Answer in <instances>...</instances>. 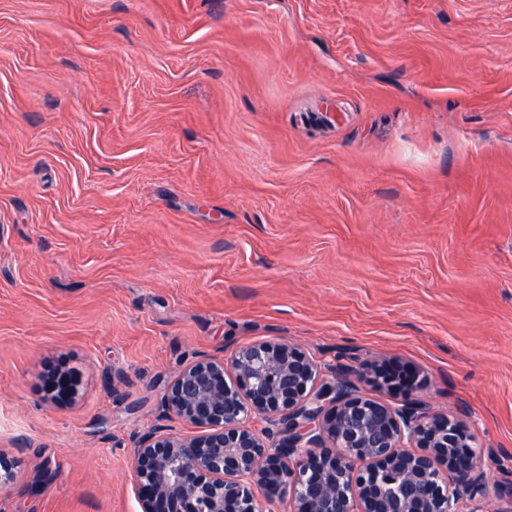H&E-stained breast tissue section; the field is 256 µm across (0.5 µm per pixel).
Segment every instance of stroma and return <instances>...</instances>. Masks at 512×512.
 Here are the masks:
<instances>
[{"instance_id": "1", "label": "stroma", "mask_w": 512, "mask_h": 512, "mask_svg": "<svg viewBox=\"0 0 512 512\" xmlns=\"http://www.w3.org/2000/svg\"><path fill=\"white\" fill-rule=\"evenodd\" d=\"M276 338L512 512V0H0V512H141L171 378ZM393 366L400 365L386 363L378 364L375 362L366 363L358 371V376L364 378L378 389H393L392 386L399 383L401 379L399 372L389 369Z\"/></svg>"}]
</instances>
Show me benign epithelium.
I'll list each match as a JSON object with an SVG mask.
<instances>
[{
	"instance_id": "1",
	"label": "benign epithelium",
	"mask_w": 512,
	"mask_h": 512,
	"mask_svg": "<svg viewBox=\"0 0 512 512\" xmlns=\"http://www.w3.org/2000/svg\"><path fill=\"white\" fill-rule=\"evenodd\" d=\"M358 376L399 383L386 363ZM317 363L284 340L237 350L230 365L203 356L182 368L164 415L201 429L193 437L143 436L131 462L142 512H486L488 486L475 434L462 420L412 398L390 406L363 397L343 375L317 384ZM262 416L268 428L247 420Z\"/></svg>"
}]
</instances>
